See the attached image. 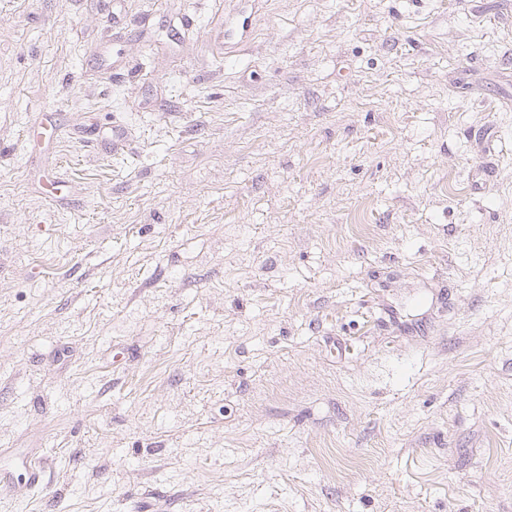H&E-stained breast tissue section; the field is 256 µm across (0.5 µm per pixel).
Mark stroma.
<instances>
[{
	"label": "stroma",
	"instance_id": "stroma-1",
	"mask_svg": "<svg viewBox=\"0 0 512 512\" xmlns=\"http://www.w3.org/2000/svg\"><path fill=\"white\" fill-rule=\"evenodd\" d=\"M0 448V512H512V0H0ZM9 449H0V495L2 496L14 492L16 471H22L25 477V484L30 488L40 485L44 476L41 450L39 448H25L20 453L10 451Z\"/></svg>",
	"mask_w": 512,
	"mask_h": 512
}]
</instances>
